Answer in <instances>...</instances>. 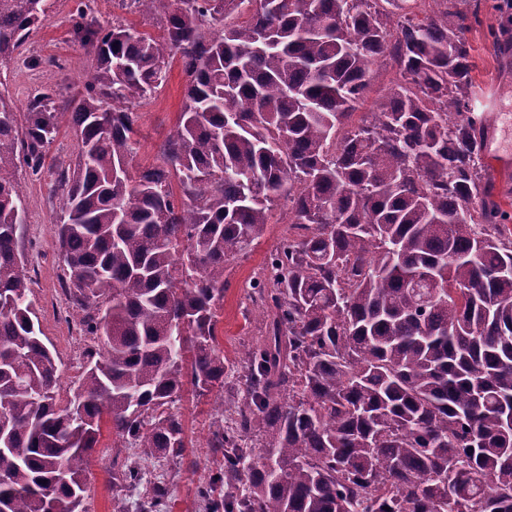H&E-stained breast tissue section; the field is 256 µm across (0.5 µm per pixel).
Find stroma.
<instances>
[{
    "mask_svg": "<svg viewBox=\"0 0 512 512\" xmlns=\"http://www.w3.org/2000/svg\"><path fill=\"white\" fill-rule=\"evenodd\" d=\"M96 18L102 22H120L137 30L160 34L157 15L130 13L119 8L117 0H86ZM76 0H52L50 16L35 31L9 62L4 85L17 110H25L36 89L55 86L63 93L76 91L89 71L92 59L75 40L71 15ZM500 27V14L489 9L481 22L468 32L477 68L474 72L480 97L478 111L492 114L495 137L500 151L489 161L495 169L496 197L512 193V164L503 163L504 154L512 153V46L492 38ZM62 59V68H49L47 57ZM188 82L180 60H173L160 87L138 108V152L135 165L158 163L161 148L173 131L183 104ZM77 153V141L70 129L59 131L49 145L40 176L21 170L17 179L23 188L25 222L22 226V248L26 272L31 277L33 300L40 327L52 344L60 361L59 399L67 401L77 388L85 366L88 349L103 348L102 338L83 335L79 315L62 288L63 261L56 243V218L62 197L53 190V172L68 165ZM288 231L287 224L273 225L270 232L255 242L247 253L230 261L224 272L227 282L224 299L216 315V339L224 355V387L241 388L244 370L241 353L257 336L260 316L249 299V283L260 271L266 256ZM214 393L203 395L185 390L172 411L181 419L186 448L182 460L157 458L141 448L116 447L109 428H102L99 442L92 452L88 470L90 490L85 502L87 512H114L116 506L109 482L116 460L137 459L148 482L164 483L167 506L163 512H200L197 489L217 467L221 456L211 448L214 430Z\"/></svg>",
    "mask_w": 512,
    "mask_h": 512,
    "instance_id": "35a3bbf8",
    "label": "stroma"
}]
</instances>
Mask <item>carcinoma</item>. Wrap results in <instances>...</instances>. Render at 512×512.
<instances>
[{"instance_id": "cac0c4a2", "label": "carcinoma", "mask_w": 512, "mask_h": 512, "mask_svg": "<svg viewBox=\"0 0 512 512\" xmlns=\"http://www.w3.org/2000/svg\"><path fill=\"white\" fill-rule=\"evenodd\" d=\"M121 0L162 34L101 23L82 89L0 92V512H86L103 424L116 445L178 458L170 407L224 391L216 310L226 264L272 224L292 233L249 298L264 331L245 347L236 417L203 512H512V227L491 192L487 127L465 37L487 0ZM50 0H0V66ZM179 57L189 77L161 162L132 169L136 111ZM390 62L397 78L356 115ZM55 172L62 284L106 348L58 401L19 245L15 172ZM267 464L248 462V442ZM58 480L45 484L48 475ZM146 483L134 461L117 492ZM141 512L167 496L145 490Z\"/></svg>"}]
</instances>
